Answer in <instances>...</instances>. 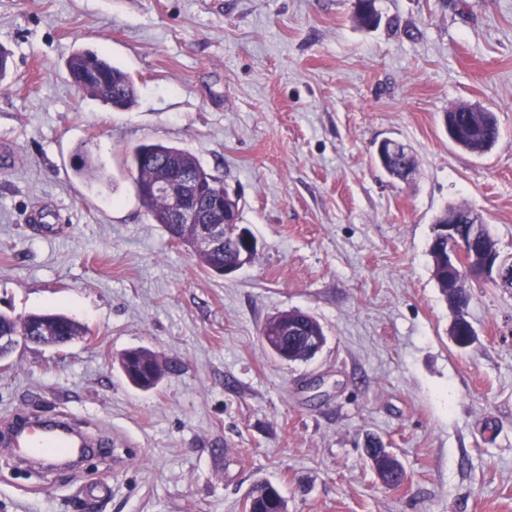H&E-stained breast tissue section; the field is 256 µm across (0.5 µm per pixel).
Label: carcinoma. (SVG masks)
Masks as SVG:
<instances>
[{"instance_id":"1","label":"carcinoma","mask_w":512,"mask_h":512,"mask_svg":"<svg viewBox=\"0 0 512 512\" xmlns=\"http://www.w3.org/2000/svg\"><path fill=\"white\" fill-rule=\"evenodd\" d=\"M354 20L364 29H373L380 23L381 16L376 7V0H358L354 5ZM67 68L73 85L78 91L99 99L101 102L115 108L126 109L133 103L135 86L132 78L120 68L112 65L106 59L92 52H78L67 61ZM448 125L456 128L458 136L455 143L462 149L483 154L490 150L500 136V128L496 116L489 111L477 110L468 105L453 108L445 113ZM177 160L187 172L197 180L207 192L219 196L229 209L239 210L240 199L229 193L221 181L207 172L197 158L190 152L161 142L142 144L136 147L127 158L131 170L137 196L150 217L152 223L162 225L170 234H175L182 243H193L192 237L197 232L195 224H175L172 219L171 207L162 197L146 193V185L158 177L166 162ZM391 177L400 179L406 169L417 170L414 155H402L387 163ZM433 260V275L441 288L443 296L447 297L449 305L457 301L468 302L469 296L465 289L448 295V265L441 260L435 247H430ZM202 268L215 270L224 264L232 262L239 266L252 261L243 258L237 244L233 243L220 252L198 253ZM301 323L296 329L279 335V329L286 327L290 312L280 313L270 318L261 330L263 344L279 359L287 362L306 361L309 356L305 353L303 337L324 334L321 324L309 315H298ZM31 324L35 326L36 335L47 341L55 336H67L76 340L86 334V328L63 313H42L33 315ZM149 367L152 377L141 379L126 374V377L137 387L148 390L153 388L162 374V366L157 355L148 349L127 351L121 357V368L127 370L128 365ZM374 454L368 456L374 470L382 481L391 489L402 485L405 470L399 459L385 454L380 445H373ZM247 512H287V503L279 491L270 484H260L252 488L247 499Z\"/></svg>"}]
</instances>
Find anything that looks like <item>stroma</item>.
Returning a JSON list of instances; mask_svg holds the SVG:
<instances>
[{
	"mask_svg": "<svg viewBox=\"0 0 512 512\" xmlns=\"http://www.w3.org/2000/svg\"><path fill=\"white\" fill-rule=\"evenodd\" d=\"M376 6L364 30L354 0H0V313L88 330L0 364V424L63 413L102 441L61 471L0 448V512H246L257 483L288 512H512V288L464 281L458 348L429 254L436 218L468 207L512 256V0ZM79 49L132 77L130 109L70 84ZM463 104L497 117L484 154L448 137ZM386 138L412 147L413 179L377 166ZM156 141L240 195L251 263L206 272L150 222L126 158ZM81 148L110 188L77 176ZM289 310L323 327L310 361L259 341ZM140 347L167 366L148 391L118 362ZM93 481L110 493L91 508ZM374 454L367 455L374 470L383 482L388 484L389 489H397L402 485L405 476V470L401 462L396 456H381L385 453V449L381 445L373 444ZM388 468L387 471H385Z\"/></svg>",
	"mask_w": 512,
	"mask_h": 512,
	"instance_id": "stroma-1",
	"label": "stroma"
}]
</instances>
